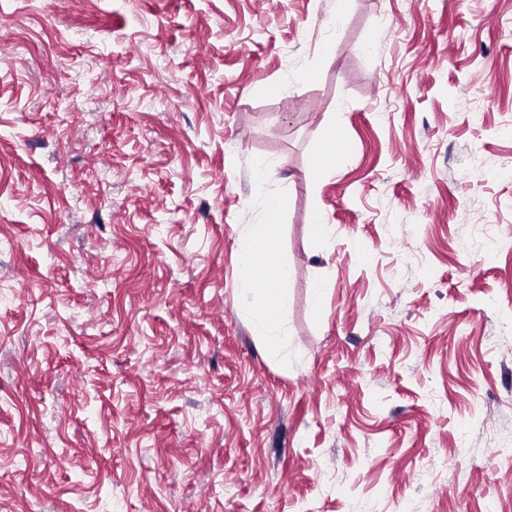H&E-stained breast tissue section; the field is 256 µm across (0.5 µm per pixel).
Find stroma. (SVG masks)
Masks as SVG:
<instances>
[{
  "label": "stroma",
  "instance_id": "35a3bbf8",
  "mask_svg": "<svg viewBox=\"0 0 512 512\" xmlns=\"http://www.w3.org/2000/svg\"><path fill=\"white\" fill-rule=\"evenodd\" d=\"M335 8L0 0V512H512V0ZM277 224H258L238 239L242 269L235 293L250 314L252 332L263 344L267 357L283 366L296 361L289 341L288 320L281 314L286 303L284 286L291 277L288 264L277 259ZM262 240V243H259ZM260 273L267 276L266 288H259Z\"/></svg>",
  "mask_w": 512,
  "mask_h": 512
}]
</instances>
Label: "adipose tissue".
<instances>
[{
	"instance_id": "ef3b65f1",
	"label": "adipose tissue",
	"mask_w": 512,
	"mask_h": 512,
	"mask_svg": "<svg viewBox=\"0 0 512 512\" xmlns=\"http://www.w3.org/2000/svg\"><path fill=\"white\" fill-rule=\"evenodd\" d=\"M265 223L238 239L242 269L235 293L240 305L250 314L252 332L263 344L274 363L288 365L296 356L289 341V326L281 310L286 303L284 287L291 277L288 265L277 259L275 222L283 205V196L269 193L261 198Z\"/></svg>"
}]
</instances>
